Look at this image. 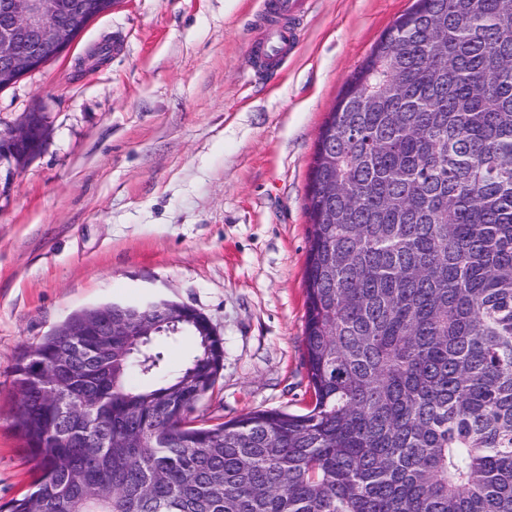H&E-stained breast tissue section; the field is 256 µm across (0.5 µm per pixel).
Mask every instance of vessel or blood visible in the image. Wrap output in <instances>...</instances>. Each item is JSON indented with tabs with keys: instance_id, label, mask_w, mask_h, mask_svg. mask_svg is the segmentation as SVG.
<instances>
[{
	"instance_id": "1",
	"label": "vessel or blood",
	"mask_w": 512,
	"mask_h": 512,
	"mask_svg": "<svg viewBox=\"0 0 512 512\" xmlns=\"http://www.w3.org/2000/svg\"><path fill=\"white\" fill-rule=\"evenodd\" d=\"M310 0H271L260 18L261 34L250 46L255 70L280 62L299 40L298 20L307 12Z\"/></svg>"
}]
</instances>
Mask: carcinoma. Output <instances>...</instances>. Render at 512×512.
Segmentation results:
<instances>
[{
  "label": "carcinoma",
  "mask_w": 512,
  "mask_h": 512,
  "mask_svg": "<svg viewBox=\"0 0 512 512\" xmlns=\"http://www.w3.org/2000/svg\"><path fill=\"white\" fill-rule=\"evenodd\" d=\"M308 197L313 407L192 425L224 348L191 310L177 370L60 326L10 370L41 474L0 512H512V0H416L346 80Z\"/></svg>",
  "instance_id": "1"
}]
</instances>
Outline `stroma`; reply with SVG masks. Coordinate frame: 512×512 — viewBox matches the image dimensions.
Segmentation results:
<instances>
[{
    "mask_svg": "<svg viewBox=\"0 0 512 512\" xmlns=\"http://www.w3.org/2000/svg\"><path fill=\"white\" fill-rule=\"evenodd\" d=\"M261 0H119L70 53L0 91L42 151L0 193V505L38 469L9 368L72 314L162 299L206 316L224 367L197 413L306 412L304 291L316 143L342 87L414 0H312L279 69L252 70ZM114 50L95 69L93 48Z\"/></svg>",
    "mask_w": 512,
    "mask_h": 512,
    "instance_id": "stroma-1",
    "label": "stroma"
}]
</instances>
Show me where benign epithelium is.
<instances>
[{
  "instance_id": "1",
  "label": "benign epithelium",
  "mask_w": 512,
  "mask_h": 512,
  "mask_svg": "<svg viewBox=\"0 0 512 512\" xmlns=\"http://www.w3.org/2000/svg\"><path fill=\"white\" fill-rule=\"evenodd\" d=\"M119 0H0V88L67 54L86 27L110 13ZM48 135L44 113L31 111L20 124L0 132V165L8 175L22 170L41 150ZM97 336H143L161 324L159 318L140 314L115 320L112 309L97 316Z\"/></svg>"
}]
</instances>
